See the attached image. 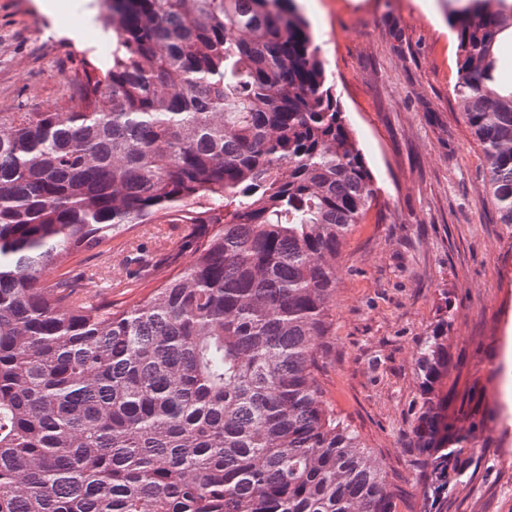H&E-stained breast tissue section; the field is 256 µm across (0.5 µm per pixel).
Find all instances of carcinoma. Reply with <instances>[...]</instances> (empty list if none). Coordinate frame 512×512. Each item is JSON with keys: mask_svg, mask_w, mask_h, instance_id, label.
I'll use <instances>...</instances> for the list:
<instances>
[{"mask_svg": "<svg viewBox=\"0 0 512 512\" xmlns=\"http://www.w3.org/2000/svg\"><path fill=\"white\" fill-rule=\"evenodd\" d=\"M453 0L455 93L512 224V0ZM59 112H0V512H397L319 380L336 263L377 187L296 0H105ZM194 262L130 309L43 272L158 215ZM443 311L409 433L448 512L483 424Z\"/></svg>", "mask_w": 512, "mask_h": 512, "instance_id": "cac0c4a2", "label": "carcinoma"}]
</instances>
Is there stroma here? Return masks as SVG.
<instances>
[{
  "label": "stroma",
  "mask_w": 512,
  "mask_h": 512,
  "mask_svg": "<svg viewBox=\"0 0 512 512\" xmlns=\"http://www.w3.org/2000/svg\"><path fill=\"white\" fill-rule=\"evenodd\" d=\"M0 0V112H52L83 70L106 54L96 0ZM327 83L355 129L378 188L377 204L347 238L336 273L332 330L319 379L338 417L383 465L398 512H420L417 460L408 446L419 394L417 352L441 308L455 313L448 348L464 383L486 380L496 409L480 430L470 477L448 512H512V226L499 223L478 141L453 89L459 41L448 0H299ZM182 224L138 225L147 260L132 266L112 306L129 309L194 256ZM119 249H82L47 268L98 292L95 269L122 272Z\"/></svg>",
  "instance_id": "1"
}]
</instances>
